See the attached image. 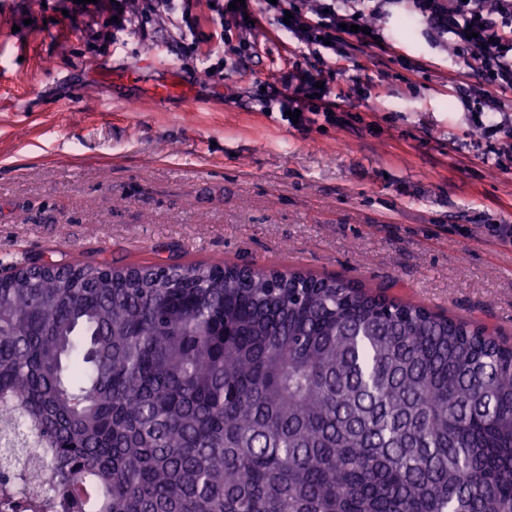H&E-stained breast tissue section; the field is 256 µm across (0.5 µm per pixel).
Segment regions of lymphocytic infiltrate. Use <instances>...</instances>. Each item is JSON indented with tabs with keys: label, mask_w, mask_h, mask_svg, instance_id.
<instances>
[{
	"label": "lymphocytic infiltrate",
	"mask_w": 512,
	"mask_h": 512,
	"mask_svg": "<svg viewBox=\"0 0 512 512\" xmlns=\"http://www.w3.org/2000/svg\"><path fill=\"white\" fill-rule=\"evenodd\" d=\"M213 2L217 18L235 19L242 55L258 56V18L247 6L232 11L226 0ZM264 10L279 20L278 31L291 39L294 54L324 67L316 75L303 71L293 91L283 95L285 109L299 110V127L310 126L318 115L341 123L340 105L327 100L320 82L336 75L332 61L348 40L390 50L379 23L403 11L446 43L458 72L469 80L463 99L474 108V122L489 138L512 144V119L506 116L512 108V0H266Z\"/></svg>",
	"instance_id": "1"
}]
</instances>
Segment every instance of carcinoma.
I'll use <instances>...</instances> for the list:
<instances>
[{
	"instance_id": "carcinoma-1",
	"label": "carcinoma",
	"mask_w": 512,
	"mask_h": 512,
	"mask_svg": "<svg viewBox=\"0 0 512 512\" xmlns=\"http://www.w3.org/2000/svg\"><path fill=\"white\" fill-rule=\"evenodd\" d=\"M0 512H512V345L299 270L14 262Z\"/></svg>"
}]
</instances>
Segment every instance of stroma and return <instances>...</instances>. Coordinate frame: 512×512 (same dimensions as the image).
Wrapping results in <instances>:
<instances>
[{"mask_svg":"<svg viewBox=\"0 0 512 512\" xmlns=\"http://www.w3.org/2000/svg\"><path fill=\"white\" fill-rule=\"evenodd\" d=\"M185 5L116 36L73 0H0V274L23 259L303 269L512 343V240L493 230L512 225V162L485 160L447 47L391 18L392 52L352 44L328 81L349 124L300 129L254 99L289 55L260 0L266 51L241 65L207 0Z\"/></svg>","mask_w":512,"mask_h":512,"instance_id":"35a3bbf8","label":"stroma"}]
</instances>
